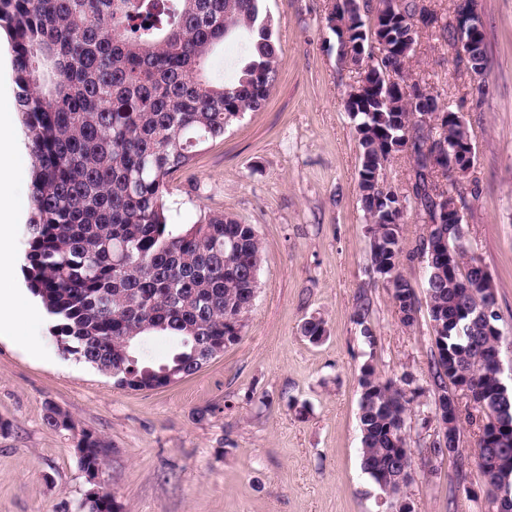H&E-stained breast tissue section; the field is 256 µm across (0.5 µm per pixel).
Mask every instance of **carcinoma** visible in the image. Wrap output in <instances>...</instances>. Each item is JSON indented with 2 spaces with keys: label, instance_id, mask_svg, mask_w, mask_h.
<instances>
[{
  "label": "carcinoma",
  "instance_id": "obj_1",
  "mask_svg": "<svg viewBox=\"0 0 512 512\" xmlns=\"http://www.w3.org/2000/svg\"><path fill=\"white\" fill-rule=\"evenodd\" d=\"M353 28L366 27L368 14L391 15L392 41L414 48L418 22L434 26L450 40L448 23L420 0H342ZM9 34L14 58L17 102L34 158L32 210L26 223L25 275L31 292L54 318L53 330L63 354L112 375L131 390L151 389L161 377L194 374L200 359L241 340L261 260L254 227L225 212L201 209L189 224H174L167 204L170 178L190 167L196 152L247 111L265 102L277 79V49L272 20L262 0H0V28ZM244 38V64L231 82L201 75L213 48ZM378 71L396 77L405 95L371 80L372 92L352 113L359 138V170L384 156L411 121L414 102L438 107V97L405 79L406 60L381 46ZM438 138L448 146L470 139L468 126L446 122ZM426 140L411 144L413 178L409 198L430 217V238L448 233L435 222L437 199L450 192L433 169ZM360 201L367 218L385 203L382 192L361 182ZM370 267L391 291L399 321L411 326L406 300L414 287L399 271L401 225L374 224ZM459 267L470 268L469 240L449 238ZM426 301L434 335L448 358L434 356L431 378L436 408L461 423L452 406L448 380L460 370L475 387L492 392L500 370L488 359L492 348L477 325L460 316L459 307L476 303L448 260L427 265ZM369 302L357 300L354 317L365 326ZM300 333L313 343L326 335L325 322L305 319ZM153 336H171L179 347L164 364L140 360ZM359 424L361 468L373 484L394 469L398 449L406 447V414L420 386L411 375L401 384L383 381L371 365L361 369ZM496 401L471 406L477 426L496 410ZM45 421L74 433L84 472L100 470L109 443L97 433L77 429L72 417L46 407ZM486 468L480 470L495 489L512 486V470L495 460H512V437L485 443ZM79 512H111L106 496L87 495Z\"/></svg>",
  "mask_w": 512,
  "mask_h": 512
}]
</instances>
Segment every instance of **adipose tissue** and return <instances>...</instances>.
Instances as JSON below:
<instances>
[{"label":"adipose tissue","mask_w":512,"mask_h":512,"mask_svg":"<svg viewBox=\"0 0 512 512\" xmlns=\"http://www.w3.org/2000/svg\"><path fill=\"white\" fill-rule=\"evenodd\" d=\"M19 150L18 140L8 116L0 117V279L7 276L16 263L11 248L13 219L11 161Z\"/></svg>","instance_id":"adipose-tissue-1"}]
</instances>
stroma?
I'll return each instance as SVG.
<instances>
[{"label": "stroma", "instance_id": "stroma-1", "mask_svg": "<svg viewBox=\"0 0 512 512\" xmlns=\"http://www.w3.org/2000/svg\"><path fill=\"white\" fill-rule=\"evenodd\" d=\"M278 77L263 105L229 126L170 182L173 221L199 208L253 225L262 243L259 289L239 343L167 387L122 389L66 357L42 305L0 335V512H72L88 488L72 432L49 427L46 405L112 446L100 479L123 512H385L360 462L358 377L410 374L424 389L406 434L414 512H494L462 424L458 456H432L434 333L426 303L403 326L391 292L370 270L358 189L355 124L345 110L358 73L337 58L329 0H265ZM488 63L473 76L437 29L418 31L409 77L462 114L476 158L463 192L464 232L491 276L502 333V380L512 389V0H480ZM482 84L481 107L471 89ZM33 159L14 163L15 287L27 290L25 224ZM419 210L402 225L400 271L422 290L427 264L412 253L427 235ZM370 301L367 341L353 320ZM327 334L300 333L309 316ZM209 408L205 418L197 412Z\"/></svg>", "mask_w": 512, "mask_h": 512}]
</instances>
